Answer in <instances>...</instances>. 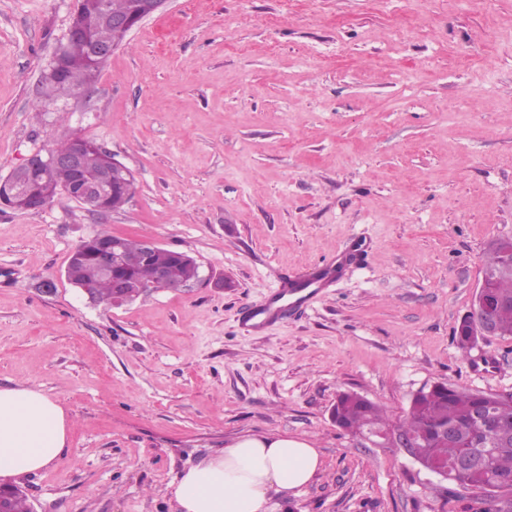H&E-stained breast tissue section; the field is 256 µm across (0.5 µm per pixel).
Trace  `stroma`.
I'll list each match as a JSON object with an SVG mask.
<instances>
[{
  "mask_svg": "<svg viewBox=\"0 0 512 512\" xmlns=\"http://www.w3.org/2000/svg\"><path fill=\"white\" fill-rule=\"evenodd\" d=\"M75 8L0 0V178L78 134L136 189L104 215L0 209V387L67 419L63 455L19 481L32 512H178L177 476L249 433L320 453L273 512H467L471 493L331 411L343 391L395 422L437 382L512 391V336L453 338L512 236V0H170L87 97L54 102L42 73ZM103 229L189 253L200 281L89 301L65 269Z\"/></svg>",
  "mask_w": 512,
  "mask_h": 512,
  "instance_id": "obj_1",
  "label": "stroma"
}]
</instances>
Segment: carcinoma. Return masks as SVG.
Here are the masks:
<instances>
[{
	"label": "carcinoma",
	"instance_id": "carcinoma-1",
	"mask_svg": "<svg viewBox=\"0 0 512 512\" xmlns=\"http://www.w3.org/2000/svg\"><path fill=\"white\" fill-rule=\"evenodd\" d=\"M105 2L112 12V21L118 22L139 15L147 0ZM89 34L99 43H111L115 39L113 28L99 21L89 25ZM61 47L69 62L64 78L56 82L45 73L41 84L48 96L68 99L95 81L103 64L93 66L86 61L87 45L81 40H69L61 44ZM84 143L83 165L92 174L107 165L112 154L92 139L86 138ZM71 182L72 176L65 169L39 170L32 173L19 189L22 192L36 189L51 205L66 197ZM134 191L135 181L122 176L107 191L101 204L110 211L120 210L132 198ZM113 237L114 234L108 231L91 235L75 248L67 264L70 284L78 288L94 289L97 301L109 305L112 304V282L95 262L92 250L95 245L110 241ZM507 246L509 243H502L498 238L490 242V254L483 272L497 277V295L509 301L499 313L498 324L501 334L512 336V272L506 270L509 258L504 255V248ZM158 266L168 267L169 280L154 278V269ZM187 272V266L175 258V251L159 248L133 270L131 276L141 282L149 293L172 288L173 283L183 279ZM338 401L342 426L352 434L364 433L371 425L379 428L390 425V419L382 409L368 400L364 402L343 393ZM480 405L487 407L499 420L512 423V392L486 393L439 383L430 396L416 398L411 402L399 427L419 439L415 453L422 462L441 461L452 466L448 483L458 487H474V498L480 504L479 512H512V439L502 438L495 431L488 430L474 447L465 450L435 435L436 428L442 424L470 429L472 409ZM466 451L479 458L482 464L476 468H453L457 459ZM487 487L494 488V497L491 499L484 494Z\"/></svg>",
	"mask_w": 512,
	"mask_h": 512
}]
</instances>
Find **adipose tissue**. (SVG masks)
<instances>
[{
	"label": "adipose tissue",
	"mask_w": 512,
	"mask_h": 512,
	"mask_svg": "<svg viewBox=\"0 0 512 512\" xmlns=\"http://www.w3.org/2000/svg\"><path fill=\"white\" fill-rule=\"evenodd\" d=\"M66 432L63 409L42 391L0 388V480L48 467L63 453ZM320 464L306 439L245 434L185 470L175 497L181 512H270L273 495L299 491Z\"/></svg>",
	"instance_id": "1"
}]
</instances>
